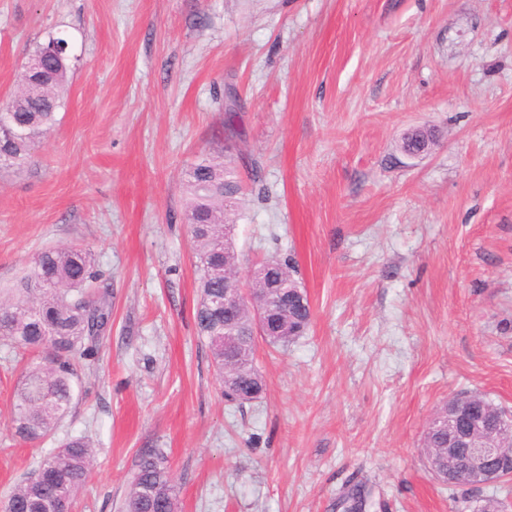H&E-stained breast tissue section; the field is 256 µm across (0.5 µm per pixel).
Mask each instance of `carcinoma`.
Here are the masks:
<instances>
[{
  "mask_svg": "<svg viewBox=\"0 0 512 512\" xmlns=\"http://www.w3.org/2000/svg\"><path fill=\"white\" fill-rule=\"evenodd\" d=\"M44 43H36L26 66L45 76L38 95L20 88L0 104V127L11 138L0 142V168H23L32 150L56 124V111L67 91L71 55H44ZM224 155L201 154L185 173V224L188 225L197 261L200 298L195 310L199 336L210 348L216 379L224 383V356L236 358L238 383L225 397L241 404L263 391L264 381L254 367L256 341L237 351L224 345V262L239 266L230 237L232 225L224 214L233 211L239 181L228 177ZM284 281L295 278L291 260L271 258L259 265ZM91 256L75 248H54L37 255L30 275L19 280L11 298L0 301V337L16 348L44 352L31 358L18 384L10 426L20 439L36 443L54 433L75 403L77 360L95 355L98 324L111 318L107 293L94 298L87 285L97 280ZM289 330L307 328L310 308L288 313ZM94 448L84 437L69 440L45 456L37 472L18 483L7 496L10 512H67L92 466ZM359 501L370 507L369 492L355 485L341 493L337 506ZM137 512H179L176 486L163 453L144 449L132 474L124 509Z\"/></svg>",
  "mask_w": 512,
  "mask_h": 512,
  "instance_id": "carcinoma-1",
  "label": "carcinoma"
}]
</instances>
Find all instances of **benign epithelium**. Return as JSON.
<instances>
[{"mask_svg":"<svg viewBox=\"0 0 512 512\" xmlns=\"http://www.w3.org/2000/svg\"><path fill=\"white\" fill-rule=\"evenodd\" d=\"M277 297L288 314V300H305L300 284L286 286L278 280L268 281V294L256 297L252 290L241 286V279L230 272L224 273V310L232 313L242 304L253 313L251 335L265 336L271 308L268 302ZM491 409L477 406L473 396L453 397L438 409L431 419L427 433H448L447 457L429 463L433 476L445 484L483 487L499 483L512 476V415L495 412L496 421L490 420Z\"/></svg>","mask_w":512,"mask_h":512,"instance_id":"benign-epithelium-1","label":"benign epithelium"}]
</instances>
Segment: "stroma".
Segmentation results:
<instances>
[{"label":"stroma","instance_id":"1","mask_svg":"<svg viewBox=\"0 0 512 512\" xmlns=\"http://www.w3.org/2000/svg\"><path fill=\"white\" fill-rule=\"evenodd\" d=\"M58 29L76 58L57 123L0 170V293L73 247L112 317L37 444L9 427L22 367L0 340V499L85 436L72 512H119L146 448L180 512H336L350 481L369 512H512V481L439 484L423 449L448 398L512 409V0H0V101ZM214 151L242 186L241 279L292 258L312 312L258 342L265 390L241 406L194 322L182 179Z\"/></svg>","mask_w":512,"mask_h":512}]
</instances>
